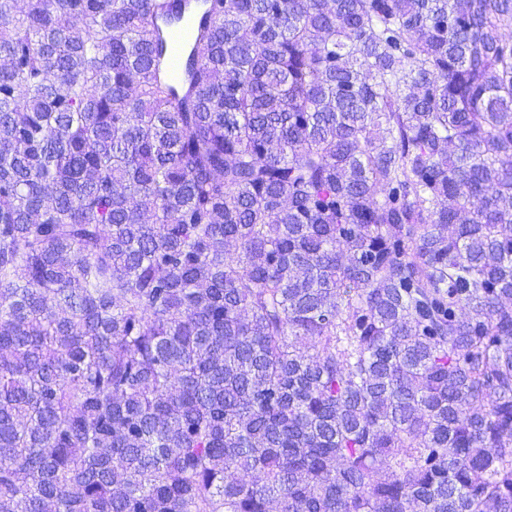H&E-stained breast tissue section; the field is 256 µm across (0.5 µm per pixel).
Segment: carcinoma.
<instances>
[{
  "mask_svg": "<svg viewBox=\"0 0 512 512\" xmlns=\"http://www.w3.org/2000/svg\"><path fill=\"white\" fill-rule=\"evenodd\" d=\"M200 6L0 0V512H512V0ZM199 24L200 17L196 12L184 10L178 20L165 26L166 70L173 84H178L183 77L187 52L197 37Z\"/></svg>",
  "mask_w": 512,
  "mask_h": 512,
  "instance_id": "carcinoma-1",
  "label": "carcinoma"
}]
</instances>
